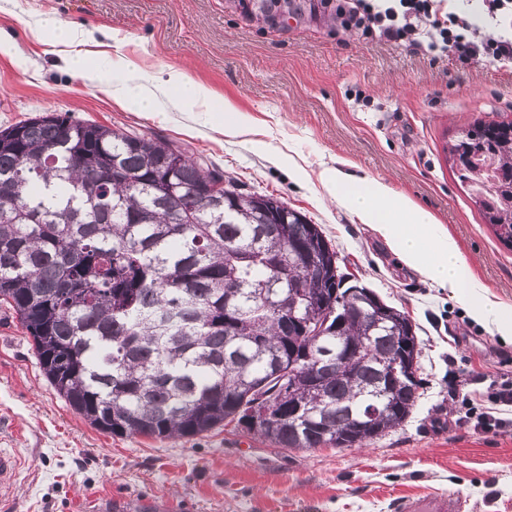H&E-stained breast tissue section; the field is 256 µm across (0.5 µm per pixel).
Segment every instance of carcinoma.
<instances>
[{
	"label": "carcinoma",
	"instance_id": "cac0c4a2",
	"mask_svg": "<svg viewBox=\"0 0 512 512\" xmlns=\"http://www.w3.org/2000/svg\"><path fill=\"white\" fill-rule=\"evenodd\" d=\"M489 150L503 182L476 198L506 245L512 124ZM335 258L301 212L268 223L254 194L155 136L46 112L0 129V304L49 384L103 432L175 440L227 422L311 450L401 426L420 381L386 366L406 341L420 356L416 332L398 309L378 322ZM314 320L327 326L312 335ZM271 399L267 418L240 411ZM298 408L309 419L289 418Z\"/></svg>",
	"mask_w": 512,
	"mask_h": 512
}]
</instances>
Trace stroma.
I'll use <instances>...</instances> for the list:
<instances>
[{"label":"stroma","instance_id":"stroma-1","mask_svg":"<svg viewBox=\"0 0 512 512\" xmlns=\"http://www.w3.org/2000/svg\"><path fill=\"white\" fill-rule=\"evenodd\" d=\"M0 0V127L40 112L154 134L217 165L242 191L271 194L318 224L341 272L405 311L420 342L415 407L363 448L294 451L223 427L155 440L101 432L42 374L27 333L0 306V448L24 462L6 512H86L100 495L154 499L164 512H396L431 491L465 512H512V432L459 425L463 400L487 404V379L512 376V340L394 255L333 200L325 169L381 179L444 224L486 296L512 309V248L495 237L447 152L458 132L512 121V65L431 59L371 41L311 0ZM54 17L94 31L88 51L143 74L176 69L232 104L247 134L200 112L151 115L112 98L123 71L91 82L32 36Z\"/></svg>","mask_w":512,"mask_h":512}]
</instances>
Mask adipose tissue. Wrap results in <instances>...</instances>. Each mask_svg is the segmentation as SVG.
Here are the masks:
<instances>
[{
	"instance_id": "obj_1",
	"label": "adipose tissue",
	"mask_w": 512,
	"mask_h": 512,
	"mask_svg": "<svg viewBox=\"0 0 512 512\" xmlns=\"http://www.w3.org/2000/svg\"><path fill=\"white\" fill-rule=\"evenodd\" d=\"M34 34L39 38L49 37L52 44L68 47L69 68L88 80H99L97 58L81 49L87 39L84 32L48 19L35 28ZM111 65L130 73L121 87L113 89V98L133 103L142 111L158 112L164 99L190 108L210 98L205 86L183 72L170 70L146 79L132 74V64L125 57L113 58ZM322 179L331 187L334 200L349 209L361 223L372 225L403 264L459 294L474 318L493 325L500 335L512 337V312L484 295L481 284L471 277L456 241L429 211L381 180L353 179L337 169L323 172Z\"/></svg>"
}]
</instances>
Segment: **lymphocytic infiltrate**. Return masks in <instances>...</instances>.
I'll use <instances>...</instances> for the list:
<instances>
[{"label": "lymphocytic infiltrate", "instance_id": "lymphocytic-infiltrate-1", "mask_svg": "<svg viewBox=\"0 0 512 512\" xmlns=\"http://www.w3.org/2000/svg\"><path fill=\"white\" fill-rule=\"evenodd\" d=\"M443 0H322L347 29L366 38L405 40L435 52H454L461 62L512 63V0H483L491 31L444 10Z\"/></svg>", "mask_w": 512, "mask_h": 512}]
</instances>
